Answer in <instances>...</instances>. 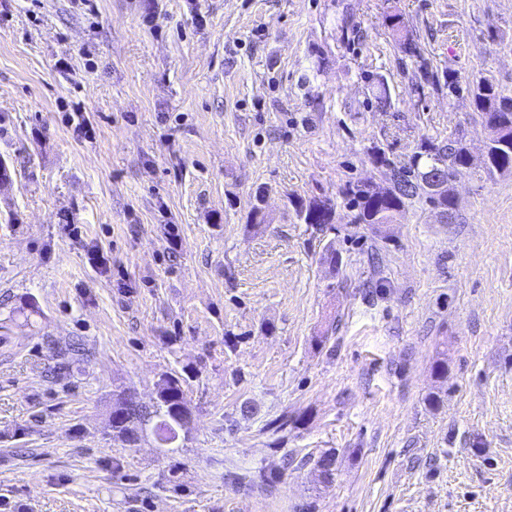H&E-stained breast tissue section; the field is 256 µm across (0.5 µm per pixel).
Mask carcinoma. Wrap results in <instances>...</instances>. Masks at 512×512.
<instances>
[{"instance_id":"obj_1","label":"carcinoma","mask_w":512,"mask_h":512,"mask_svg":"<svg viewBox=\"0 0 512 512\" xmlns=\"http://www.w3.org/2000/svg\"><path fill=\"white\" fill-rule=\"evenodd\" d=\"M391 27L399 35L402 53L409 57L418 56L417 44L402 34V22L396 14L391 16ZM473 98L482 124L496 127L500 132L486 157V169L497 173L512 172V93L503 90L493 77L483 76L473 90ZM371 160L375 166L390 170V185L382 193L368 183L350 184L345 188L344 194L355 210L356 224H391L415 201L452 211L456 207L452 190L448 189L438 197L431 196L424 175L436 165L446 169L450 176H462L470 168L466 148L459 138L452 136L441 144L422 141L409 161L399 168L394 167L378 148L372 151ZM290 204L296 216L306 224L323 227L331 223L333 205L327 198L308 202L292 199ZM190 415L179 377L165 374L158 383L156 401L152 405L146 406L132 395L117 400L112 414V431L124 441L134 443L138 436L133 433L132 425L152 422L157 438L170 444L187 428Z\"/></svg>"}]
</instances>
